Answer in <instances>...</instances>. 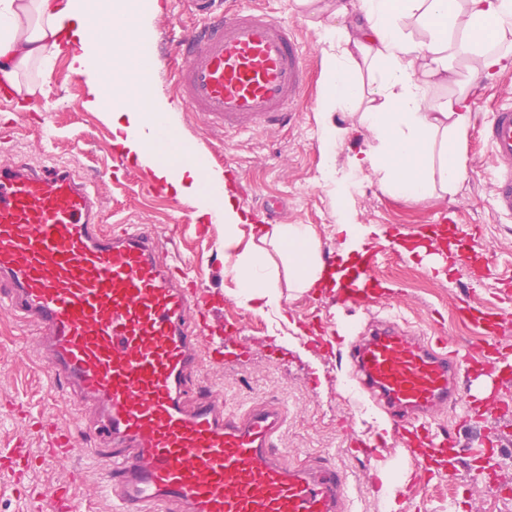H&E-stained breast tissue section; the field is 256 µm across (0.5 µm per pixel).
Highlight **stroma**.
Here are the masks:
<instances>
[{
	"mask_svg": "<svg viewBox=\"0 0 512 512\" xmlns=\"http://www.w3.org/2000/svg\"><path fill=\"white\" fill-rule=\"evenodd\" d=\"M163 9L154 22V88L175 100L173 67L169 59L173 43L197 26L202 16L194 0H160ZM231 8L260 10L291 26L307 56L309 83L290 124L246 134L211 128L198 112L178 110L180 130L210 161L214 170L239 173L230 185L240 210L260 206L270 196L286 206L277 221L307 224L320 243L322 254L338 255L344 235L339 218L360 225L365 236L381 238L391 224H420L433 229L444 222L448 245L469 257L476 276L467 269L447 265L432 270L418 255L399 253L380 263L375 275L393 293L380 315L399 314L401 322L427 336L447 337L449 344L476 341L477 333L457 317L455 306L471 297L486 311L500 314L499 340L512 352V214L501 211L493 184L499 164L484 138L498 107L512 105V63L488 79L468 82L469 125L460 144L464 180L448 191H435L425 200L384 191L370 172H354L352 157L371 148L365 130L349 133L342 145L326 148L319 109L325 72L323 59L335 48L316 19L298 14L293 0H231ZM45 94L41 111L18 112L0 102V163L22 159L36 167L64 165L83 177L107 179L99 195L103 224H150L170 255L189 269L206 274V284L224 296L225 318L236 319L242 336L258 347L256 357L243 366L216 367L202 362L193 376L195 384L220 393L224 407L246 411L266 400L286 406L288 420L278 445L297 463L324 462L344 468L350 477L347 512H386L382 493L369 488L372 475H386L390 465L409 463L402 440L386 430L380 413L371 406L357 408L345 380L350 371L345 343L319 351L304 344L301 324L323 315L332 306L328 290L290 292L286 295L287 318L242 306L233 279L224 273V228L213 224L207 236L195 234L202 223L194 204L171 191L157 192L151 169L114 148L112 125L105 114L86 107L87 89L82 77L71 72L67 56H58L48 75L40 76ZM52 130L43 138L41 125ZM350 176L345 195H337L336 180ZM35 323L23 314L0 310V452L24 447L31 457L24 482L0 467V512H35L36 502L28 487L50 493L72 481L79 503L91 504L92 512H113L110 498L99 486L108 467V453L78 456L58 463L46 460L51 428L29 430L16 418L17 408L42 416L53 425L72 427L77 434L94 429V413L68 392L51 391L41 357ZM367 434L382 448L381 459L355 457L350 433ZM460 478L449 482L437 473L427 491L418 493L421 512H512L495 497L477 492L471 481V464L459 462Z\"/></svg>",
	"mask_w": 512,
	"mask_h": 512,
	"instance_id": "obj_1",
	"label": "stroma"
}]
</instances>
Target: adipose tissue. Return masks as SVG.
I'll return each instance as SVG.
<instances>
[{"mask_svg":"<svg viewBox=\"0 0 512 512\" xmlns=\"http://www.w3.org/2000/svg\"><path fill=\"white\" fill-rule=\"evenodd\" d=\"M301 13L336 19L327 28L336 52L321 114L327 144L346 134L333 113L346 112L371 142L352 169H367L389 193L422 199L465 176L458 145L468 122L459 61L471 77H492L507 60L497 44L512 43V0H295ZM159 0H0V79L34 93L26 77L51 69L68 54L73 73L87 79L89 109L106 110L114 146L153 170L156 179L194 202L224 226V273L246 307L284 314L285 291L327 288L331 280L309 225L274 224L245 240V214L226 192L222 172L179 132L172 103L155 92L144 63L150 59ZM415 22L422 39L406 34ZM372 75L370 89L358 81ZM444 87L445 98L426 86ZM112 97L111 108L102 100ZM169 130V143L147 137V125ZM439 181H432V174Z\"/></svg>","mask_w":512,"mask_h":512,"instance_id":"obj_1","label":"adipose tissue"}]
</instances>
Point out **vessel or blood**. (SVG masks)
I'll list each match as a JSON object with an SVG mask.
<instances>
[{"label":"vessel or blood","instance_id":"1","mask_svg":"<svg viewBox=\"0 0 512 512\" xmlns=\"http://www.w3.org/2000/svg\"><path fill=\"white\" fill-rule=\"evenodd\" d=\"M195 2L204 20L175 46L180 104L227 132L286 125L307 75L294 30L262 12L219 16L215 0ZM488 140L504 166L495 199L512 213V105L495 113ZM97 195L63 166L0 164V307L33 318L54 382L99 413L95 435L112 445L103 489L116 512H345L341 468L293 464L278 448L279 403L229 413L193 386L202 361L240 365L255 348L238 331L218 334L223 299L161 258L151 225L107 229ZM383 250L359 243L356 275L334 283L336 308L353 314L378 303L372 271ZM457 311L476 323L482 345L452 350L386 319L351 343L348 358L386 425L412 446L489 465L495 452L434 426L457 404L477 421L512 418V355L496 341L498 318L466 300ZM428 478L419 464L396 469L394 490L426 487Z\"/></svg>","mask_w":512,"mask_h":512}]
</instances>
